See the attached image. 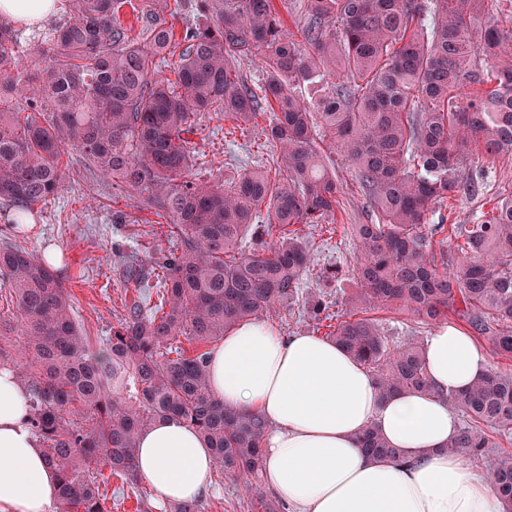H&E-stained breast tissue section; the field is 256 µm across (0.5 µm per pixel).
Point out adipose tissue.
<instances>
[{"label": "adipose tissue", "mask_w": 512, "mask_h": 512, "mask_svg": "<svg viewBox=\"0 0 512 512\" xmlns=\"http://www.w3.org/2000/svg\"><path fill=\"white\" fill-rule=\"evenodd\" d=\"M431 390L381 398L363 366L335 343L285 335L256 319L212 350L210 383L226 408L269 424L261 467L290 512H503L486 472L444 447L459 428L449 394L487 373L490 361L455 325L425 340ZM23 389L0 372V512H48L58 489L28 423ZM378 425L402 460L367 456L357 436ZM137 470L161 501L200 497L214 468L201 435L169 419L138 439Z\"/></svg>", "instance_id": "adipose-tissue-1"}]
</instances>
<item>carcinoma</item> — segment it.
<instances>
[{
    "label": "carcinoma",
    "mask_w": 512,
    "mask_h": 512,
    "mask_svg": "<svg viewBox=\"0 0 512 512\" xmlns=\"http://www.w3.org/2000/svg\"><path fill=\"white\" fill-rule=\"evenodd\" d=\"M147 42L117 16L127 0H69L42 39L45 66L22 64L23 33L0 18V200L7 222L65 185L66 147L167 215L180 239L159 257L154 303L136 304L94 347L72 317L58 275L26 248L0 244L8 287L26 336L24 356L0 335V370L25 389L29 424L59 476L57 512H111L109 475L138 480L139 434L164 418L196 429L215 464L257 493L263 512H283L262 492L256 413L230 411L210 387V351L190 356L180 338L209 345L241 322L300 304L309 251L292 230L333 215L344 183L327 165L324 139L350 163L369 223L351 225L356 285L327 339L376 380L381 397L429 391L424 344L390 348L371 310L395 307L426 321L448 313L492 353L512 359V194L476 224H454L448 252L437 205L479 191L462 175L470 149L512 156V26L485 22L488 0H304L299 33L272 0H203L207 22L176 42L167 17L180 0H142ZM259 57L252 89L237 65ZM172 62H167V58ZM174 78H169L168 74ZM270 112L277 168L249 169L230 186L191 176L187 135L209 112L251 123ZM254 229L272 245L236 253ZM462 425L448 453L487 464L512 512V368H493L448 396ZM359 442L372 457H400L371 424Z\"/></svg>",
    "instance_id": "1"
}]
</instances>
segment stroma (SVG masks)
<instances>
[{
  "mask_svg": "<svg viewBox=\"0 0 512 512\" xmlns=\"http://www.w3.org/2000/svg\"><path fill=\"white\" fill-rule=\"evenodd\" d=\"M189 141L204 156V163L196 167L195 174L205 181L232 182L244 166L271 165L276 155L260 127L235 129L230 122L213 115L201 119ZM68 156L69 172L63 190L39 204L36 218L21 231H6L0 220V241L10 240L37 256L46 248L57 249L61 259L57 273L70 294L73 316L95 344L110 335L143 297L142 285L123 274L125 260L134 258L151 265L155 258L173 250L175 241L166 226L159 224L154 209L141 198L123 191L111 178L91 175L76 151H69ZM465 169L481 170L485 189L436 207L430 223H477L482 213L491 208L494 197L512 192V158L472 157ZM362 204L359 194H346L334 216L325 223L300 227L311 258L303 280L302 300H324L330 318L343 308L353 283L346 277H330L328 271L349 266L355 245L348 227L363 223ZM116 210L126 213V223H113L112 213ZM371 316L393 347L412 338L425 339L431 329L430 323L392 308L373 310ZM108 492L112 496V512H172L142 480L109 477ZM201 500L203 512H259L250 486L217 469Z\"/></svg>",
  "mask_w": 512,
  "mask_h": 512,
  "instance_id": "stroma-1",
  "label": "stroma"
}]
</instances>
